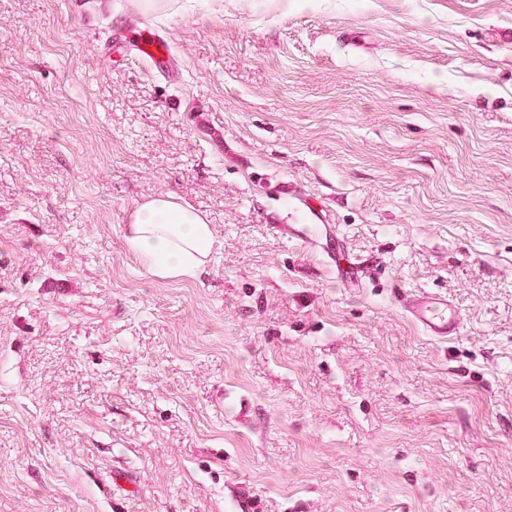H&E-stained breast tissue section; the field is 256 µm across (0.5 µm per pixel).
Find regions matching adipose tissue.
Masks as SVG:
<instances>
[{"mask_svg": "<svg viewBox=\"0 0 512 512\" xmlns=\"http://www.w3.org/2000/svg\"><path fill=\"white\" fill-rule=\"evenodd\" d=\"M126 244L154 273L188 277L204 270L213 235L198 213L162 195L137 208Z\"/></svg>", "mask_w": 512, "mask_h": 512, "instance_id": "adipose-tissue-1", "label": "adipose tissue"}]
</instances>
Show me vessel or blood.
Instances as JSON below:
<instances>
[{
  "mask_svg": "<svg viewBox=\"0 0 512 512\" xmlns=\"http://www.w3.org/2000/svg\"><path fill=\"white\" fill-rule=\"evenodd\" d=\"M119 38L138 57L151 64L171 54L169 39L148 30L125 31ZM393 300L406 317L432 339L445 342L458 336L461 330V314L447 295L418 288H397L393 291Z\"/></svg>",
  "mask_w": 512,
  "mask_h": 512,
  "instance_id": "vessel-or-blood-1",
  "label": "vessel or blood"
}]
</instances>
